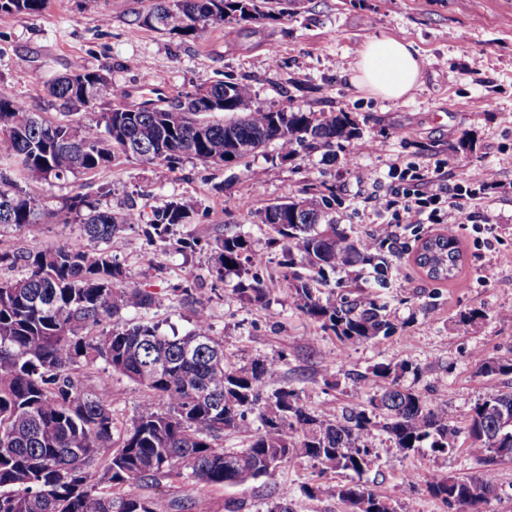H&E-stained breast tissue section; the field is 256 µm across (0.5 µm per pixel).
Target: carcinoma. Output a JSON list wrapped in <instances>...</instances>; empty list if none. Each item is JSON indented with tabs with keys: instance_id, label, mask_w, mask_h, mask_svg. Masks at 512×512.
I'll return each mask as SVG.
<instances>
[{
	"instance_id": "cac0c4a2",
	"label": "carcinoma",
	"mask_w": 512,
	"mask_h": 512,
	"mask_svg": "<svg viewBox=\"0 0 512 512\" xmlns=\"http://www.w3.org/2000/svg\"><path fill=\"white\" fill-rule=\"evenodd\" d=\"M48 0H0L4 13L37 14ZM285 0H155L142 18L160 20L159 31L194 38L214 25L235 28L284 14ZM101 75L78 69L48 83L50 96L70 112H87L102 99ZM204 112H222L207 120ZM361 138L345 112H311L298 106L262 108L244 83L218 81L185 95L155 112H100L96 124L41 119L0 88V224H36L40 199L31 181L61 180L105 167L115 154L143 163H176L184 156L221 165L224 156L243 160L260 147L276 143L280 158L297 148H321L336 160V146ZM334 194L320 200L301 198L271 203L257 217L277 235L282 265L288 268L298 310L331 329L345 344L388 338L396 326L385 307L347 294L324 296L302 280L297 268L319 277L327 270L360 274L372 269L383 285L390 269L385 241L352 239L330 215ZM81 217L91 250L59 246L32 247L24 253L0 249V266H20L23 273L0 281V512H209L202 498L185 505L159 495L136 492L161 478L206 485L245 486L269 477L286 461H310L321 470L342 471L350 481L331 488L304 486L311 497L329 496L356 512L357 500L397 512L388 498L360 481L370 469L376 436L384 433L404 454L426 448L436 457L453 452L456 430L448 411L417 388L401 384L419 367L411 361L379 362L370 375L382 386L364 391L360 404L340 418L316 414L296 392L280 384L276 370L263 361L229 365L224 346L211 336L208 316L200 311L194 328L168 336L155 324H112L98 336L83 332L107 317L161 304L140 289L123 284L112 260V239L143 215L129 207L121 215L75 194L64 205ZM193 206L180 199L155 210L149 236L165 242L171 227L185 223ZM217 277L240 276L254 265L249 241L230 234L217 243ZM460 258L455 236L440 233L423 239L414 261L427 276L445 281L455 276ZM239 300L264 304L260 280L240 281ZM484 376L512 374V362L471 353ZM104 362L162 400L143 402L131 425L120 430L112 414V395L87 393L72 372ZM368 375V376H370ZM367 375L359 379H368ZM512 412V393L491 390L473 408L468 427L469 453L481 469L466 477L436 474L429 494L459 512H479L484 501L473 489L494 494L489 465L510 458L496 440L498 409ZM225 432L242 433L246 447L224 449L216 441Z\"/></svg>"
}]
</instances>
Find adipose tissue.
<instances>
[{
	"instance_id": "1",
	"label": "adipose tissue",
	"mask_w": 512,
	"mask_h": 512,
	"mask_svg": "<svg viewBox=\"0 0 512 512\" xmlns=\"http://www.w3.org/2000/svg\"><path fill=\"white\" fill-rule=\"evenodd\" d=\"M350 80L372 96L401 100L422 80L421 59L412 43L375 38L359 49Z\"/></svg>"
}]
</instances>
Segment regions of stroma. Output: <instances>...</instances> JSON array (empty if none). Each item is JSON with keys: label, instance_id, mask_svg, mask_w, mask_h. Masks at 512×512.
Here are the masks:
<instances>
[{"label": "stroma", "instance_id": "35a3bbf8", "mask_svg": "<svg viewBox=\"0 0 512 512\" xmlns=\"http://www.w3.org/2000/svg\"><path fill=\"white\" fill-rule=\"evenodd\" d=\"M154 0H100L88 11L82 0L66 8L48 5L30 16L0 12V87L49 120L64 119L59 100L43 91L46 81L82 67L101 72L124 93L123 105L169 103L219 80L243 82L258 106H299L314 112H345L362 130L363 151L344 143L329 165L319 150H300L281 160L268 145L244 161L220 166L193 158L147 164L121 157L94 172L67 180L33 184L41 197L38 223L0 226V248L14 252L31 246L88 248L79 217H65V198L77 193L121 213L135 206L145 219L154 209L192 199L187 223L174 226L167 242L150 239L143 223L128 226L112 244V258L126 284L165 303L122 313L125 322L158 325L182 335L198 311L209 317L212 336L224 345L229 363H272L281 382L294 389L307 408L339 416L355 400L354 378L378 362L410 361L420 375L402 383L448 406V422L458 430L448 457L429 451L400 454L386 435L373 441L380 462L363 477L397 503L400 512H456L433 499L426 484L433 474L465 477L476 464L468 453L473 408L490 389L512 391V375L486 377L470 359H512V320L499 312L512 308V0H288L287 15L225 34L223 26L196 38L166 35L139 26ZM372 38H395L414 45L423 60V79L406 99L383 100L355 88L349 72L361 45ZM481 54L472 69L462 48ZM453 158L448 186L478 169L493 171L495 188H475L470 219L456 236L462 258L448 281L426 277L410 254L417 238L438 233L434 224L403 225L392 258L388 288L382 294L398 329L370 343L345 345L320 322L296 307L285 278L280 246L255 214L267 204L313 197L334 190L332 214L350 236L369 240L385 216L365 206L370 195L395 187L392 164L432 165ZM377 173L370 184L351 178L348 167ZM259 169L260 181L249 173ZM245 236L258 261L253 272L266 290L264 305L240 301L236 274L217 277V242L224 235ZM479 311L468 332L456 322ZM88 392L109 390L118 425L130 423L150 392L105 364L73 372ZM415 482H406L405 471ZM344 472L321 471L310 462H284L273 476L247 486L214 487L160 479L151 491L171 498H207L210 512H264L270 498H286L293 512H347L336 497H310L306 485L347 482Z\"/></svg>", "mask_w": 512, "mask_h": 512}]
</instances>
